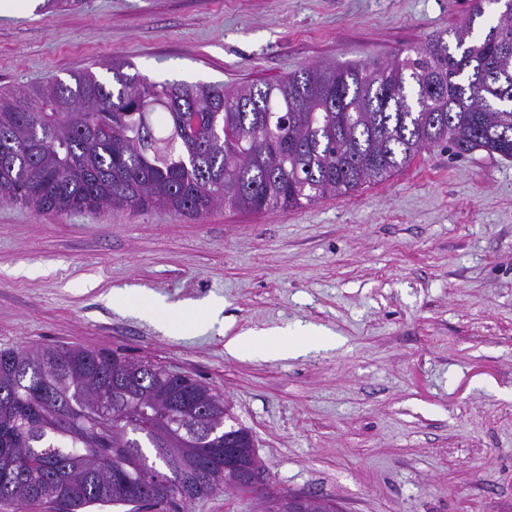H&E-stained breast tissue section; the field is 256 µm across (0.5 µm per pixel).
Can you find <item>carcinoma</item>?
Here are the masks:
<instances>
[{"label": "carcinoma", "instance_id": "carcinoma-1", "mask_svg": "<svg viewBox=\"0 0 512 512\" xmlns=\"http://www.w3.org/2000/svg\"><path fill=\"white\" fill-rule=\"evenodd\" d=\"M453 31L386 65L275 83L154 82L112 62L0 95V204L39 214L219 205L294 209L353 192L443 145L512 158V0L483 36ZM193 427L171 437L168 419ZM224 397L119 350L0 349V506L159 512L224 486ZM219 429L218 436L208 432Z\"/></svg>", "mask_w": 512, "mask_h": 512}]
</instances>
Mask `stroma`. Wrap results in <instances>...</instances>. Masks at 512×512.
I'll use <instances>...</instances> for the list:
<instances>
[{
    "instance_id": "1",
    "label": "stroma",
    "mask_w": 512,
    "mask_h": 512,
    "mask_svg": "<svg viewBox=\"0 0 512 512\" xmlns=\"http://www.w3.org/2000/svg\"><path fill=\"white\" fill-rule=\"evenodd\" d=\"M474 0H29L0 11V91L133 63L157 82L240 86L389 63ZM125 303L112 301L113 293ZM171 305L164 330L137 297ZM224 310L197 327L207 301ZM314 325L296 359L227 337ZM110 348L192 375L250 428L274 494L345 512H512V159L434 146L301 208L39 214L0 205V348ZM219 490L179 512H266Z\"/></svg>"
}]
</instances>
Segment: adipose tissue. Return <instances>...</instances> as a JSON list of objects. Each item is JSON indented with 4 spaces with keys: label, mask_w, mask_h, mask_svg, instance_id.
<instances>
[{
    "label": "adipose tissue",
    "mask_w": 512,
    "mask_h": 512,
    "mask_svg": "<svg viewBox=\"0 0 512 512\" xmlns=\"http://www.w3.org/2000/svg\"><path fill=\"white\" fill-rule=\"evenodd\" d=\"M337 346L335 337L313 330L303 336H286L276 331H260L249 335L230 338L225 349L234 357L259 354L271 359L293 358L308 349H333Z\"/></svg>",
    "instance_id": "adipose-tissue-1"
}]
</instances>
